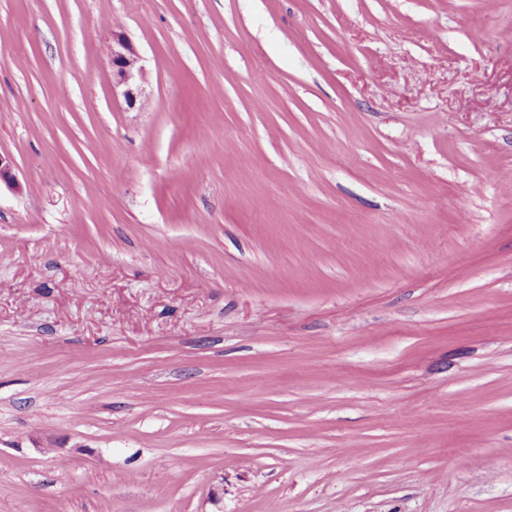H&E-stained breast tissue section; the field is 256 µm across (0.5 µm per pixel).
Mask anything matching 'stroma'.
I'll return each mask as SVG.
<instances>
[{
    "instance_id": "35a3bbf8",
    "label": "stroma",
    "mask_w": 512,
    "mask_h": 512,
    "mask_svg": "<svg viewBox=\"0 0 512 512\" xmlns=\"http://www.w3.org/2000/svg\"><path fill=\"white\" fill-rule=\"evenodd\" d=\"M0 154V512H512V0H0ZM138 54L120 31L112 33V83L124 88L123 95L129 105H135L142 95L143 69L138 66Z\"/></svg>"
}]
</instances>
